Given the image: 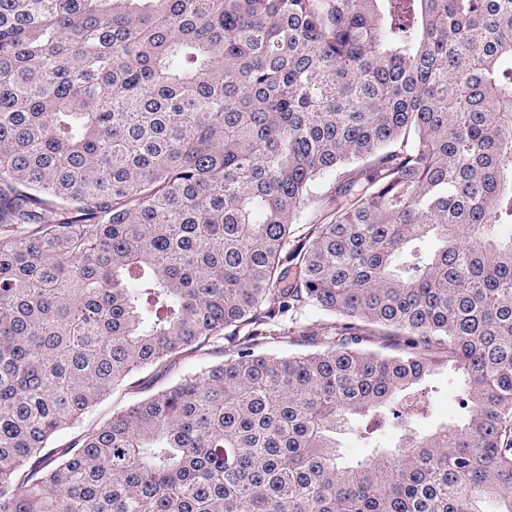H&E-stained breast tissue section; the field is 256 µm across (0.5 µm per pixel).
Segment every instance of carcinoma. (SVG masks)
<instances>
[{
    "label": "carcinoma",
    "instance_id": "obj_1",
    "mask_svg": "<svg viewBox=\"0 0 512 512\" xmlns=\"http://www.w3.org/2000/svg\"><path fill=\"white\" fill-rule=\"evenodd\" d=\"M507 104L512 0H0V512H512ZM272 330L271 336L258 348L259 351L281 356L310 348L297 342L300 328L289 320L273 327ZM237 344V342L224 340L220 344L206 346L197 351H187L170 365L133 373L128 382L113 390L104 402L84 418L78 428L62 437L61 443L68 441L78 431L99 426L112 415L113 411L123 409L152 391L167 386L180 375L232 357ZM435 380L440 394L435 405V417L438 420L454 419L460 413L458 399L452 389H448V366H442Z\"/></svg>",
    "mask_w": 512,
    "mask_h": 512
}]
</instances>
